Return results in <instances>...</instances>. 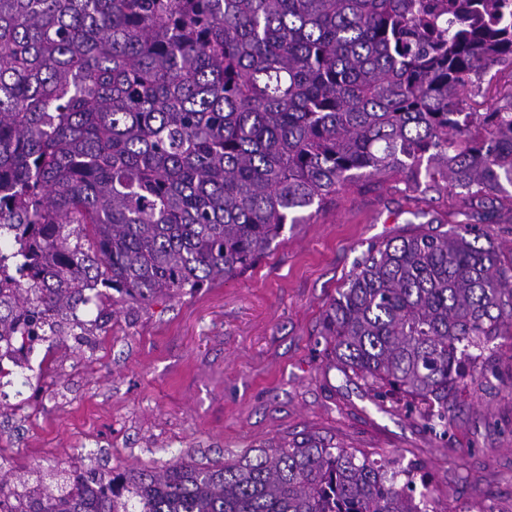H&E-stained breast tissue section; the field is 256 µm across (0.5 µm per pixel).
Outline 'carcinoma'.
<instances>
[{"label": "carcinoma", "mask_w": 512, "mask_h": 512, "mask_svg": "<svg viewBox=\"0 0 512 512\" xmlns=\"http://www.w3.org/2000/svg\"><path fill=\"white\" fill-rule=\"evenodd\" d=\"M512 67L508 0H0V341L106 324L112 306L192 294L260 261L361 179L405 172L465 200L448 229L357 259L322 319L345 374L436 436L512 339V85L483 114L461 91ZM93 304V321L78 316ZM417 468L308 434L111 478L74 463L12 512H427ZM497 203L487 200L483 211L493 214L495 222L499 224H483L489 226L491 233L496 240L502 245L505 251L512 247V213L506 210H499L496 207Z\"/></svg>", "instance_id": "obj_1"}]
</instances>
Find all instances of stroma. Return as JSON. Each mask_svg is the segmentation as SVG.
Listing matches in <instances>:
<instances>
[{
    "label": "stroma",
    "mask_w": 512,
    "mask_h": 512,
    "mask_svg": "<svg viewBox=\"0 0 512 512\" xmlns=\"http://www.w3.org/2000/svg\"><path fill=\"white\" fill-rule=\"evenodd\" d=\"M461 204L402 173L346 186L309 223L286 226L254 267L146 311L121 308L92 346L51 342L62 362L47 370L38 408L24 404L22 373L0 385V440L16 480L56 460L108 474L316 433L416 463L434 512H512L511 393L468 386L439 438L397 399L346 376L321 334L369 247L421 232L409 212L444 224Z\"/></svg>",
    "instance_id": "stroma-1"
}]
</instances>
